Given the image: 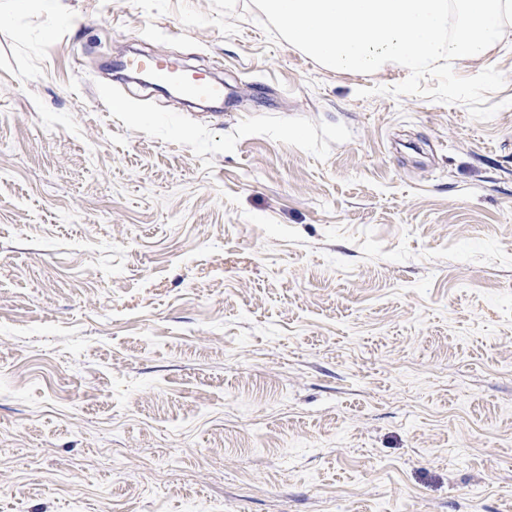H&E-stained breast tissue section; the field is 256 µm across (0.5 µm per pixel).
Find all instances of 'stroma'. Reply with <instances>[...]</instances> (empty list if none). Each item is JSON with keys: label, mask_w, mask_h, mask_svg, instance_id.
I'll return each mask as SVG.
<instances>
[{"label": "stroma", "mask_w": 512, "mask_h": 512, "mask_svg": "<svg viewBox=\"0 0 512 512\" xmlns=\"http://www.w3.org/2000/svg\"><path fill=\"white\" fill-rule=\"evenodd\" d=\"M216 73L198 112L129 45ZM340 73L262 0H0V512H512V39Z\"/></svg>", "instance_id": "obj_1"}]
</instances>
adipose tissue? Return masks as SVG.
Wrapping results in <instances>:
<instances>
[{"mask_svg":"<svg viewBox=\"0 0 512 512\" xmlns=\"http://www.w3.org/2000/svg\"><path fill=\"white\" fill-rule=\"evenodd\" d=\"M289 41L339 72L409 71L440 62L489 74V55L512 34V0H265Z\"/></svg>","mask_w":512,"mask_h":512,"instance_id":"1","label":"adipose tissue"}]
</instances>
